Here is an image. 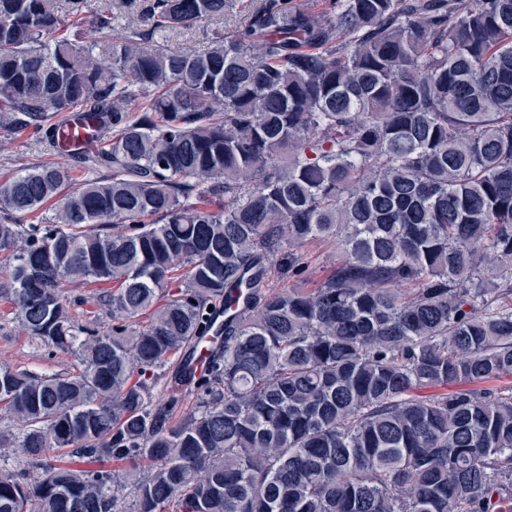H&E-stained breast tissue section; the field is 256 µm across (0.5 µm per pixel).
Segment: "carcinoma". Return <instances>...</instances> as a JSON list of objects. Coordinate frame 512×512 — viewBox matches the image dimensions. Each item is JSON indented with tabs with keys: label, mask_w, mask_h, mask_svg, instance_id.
<instances>
[{
	"label": "carcinoma",
	"mask_w": 512,
	"mask_h": 512,
	"mask_svg": "<svg viewBox=\"0 0 512 512\" xmlns=\"http://www.w3.org/2000/svg\"><path fill=\"white\" fill-rule=\"evenodd\" d=\"M124 5L0 0V130L51 156L0 184L32 218L0 221V302L78 361L0 368V512H512V0ZM70 112L103 122L81 179ZM327 239L328 276L272 286ZM218 303L175 422L156 371ZM107 462L144 466L131 501ZM234 28L229 16L224 18L206 21L199 24L194 30L188 31L181 36L170 39L168 45L174 50L182 48L205 49L209 46L216 34L224 35Z\"/></svg>",
	"instance_id": "1"
}]
</instances>
